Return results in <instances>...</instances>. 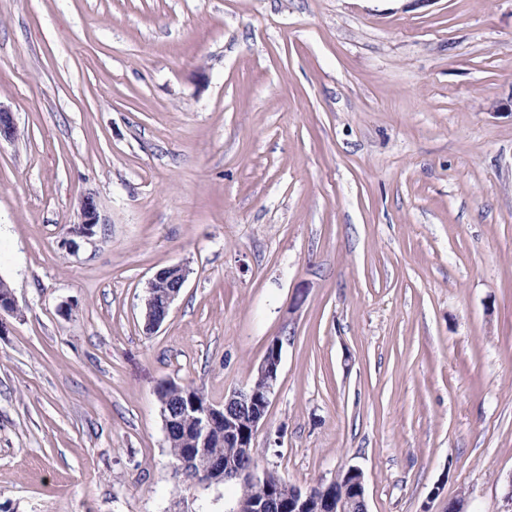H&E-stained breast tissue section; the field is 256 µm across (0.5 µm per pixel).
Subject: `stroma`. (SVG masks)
I'll list each match as a JSON object with an SVG mask.
<instances>
[{"label": "stroma", "mask_w": 512, "mask_h": 512, "mask_svg": "<svg viewBox=\"0 0 512 512\" xmlns=\"http://www.w3.org/2000/svg\"><path fill=\"white\" fill-rule=\"evenodd\" d=\"M511 103L512 0H0V512H235L156 391L275 337L260 470L512 512ZM80 221L71 226L68 233L73 237L90 239L96 234L100 224L99 207L96 198L87 194L81 197L78 203ZM187 277L188 270L180 264L171 265L156 273L153 280L149 283L148 294L145 298L147 331L154 332L165 321L170 307L184 287ZM160 281L171 283L167 292H154V285ZM159 309L163 311V314L159 313Z\"/></svg>", "instance_id": "35a3bbf8"}]
</instances>
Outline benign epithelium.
Instances as JSON below:
<instances>
[{"instance_id":"benign-epithelium-1","label":"benign epithelium","mask_w":512,"mask_h":512,"mask_svg":"<svg viewBox=\"0 0 512 512\" xmlns=\"http://www.w3.org/2000/svg\"><path fill=\"white\" fill-rule=\"evenodd\" d=\"M17 134V126L13 113L0 105V142L12 141ZM78 210L80 221L71 226L68 233L73 237L90 239L96 234L100 224L99 207L96 198L87 194L79 200ZM188 277V270L180 264L171 265L156 273L149 283L148 294L145 298V321L147 331L153 332L161 326L168 316L175 299L180 294ZM282 361V342L273 340L257 366L256 374L261 381V387L236 390L224 398V405L205 406L197 408L193 405L182 408L176 416H163L165 429L188 420L194 423V434L190 447L175 465L176 471L189 478L204 481H222V469L215 466L209 459L207 442L210 433L219 425H224V434L234 440V447L246 453H254L255 438L260 426L264 423L271 397L277 386ZM346 474L351 477L354 499L360 504V512H368L366 488L363 472L350 467ZM253 483L270 486L275 485L281 492L278 497L279 512H306L309 505L310 493L300 487L288 483L281 478L265 472L258 475L253 471L250 475ZM335 482L325 485L322 502V512H350L349 503L336 496Z\"/></svg>"}]
</instances>
